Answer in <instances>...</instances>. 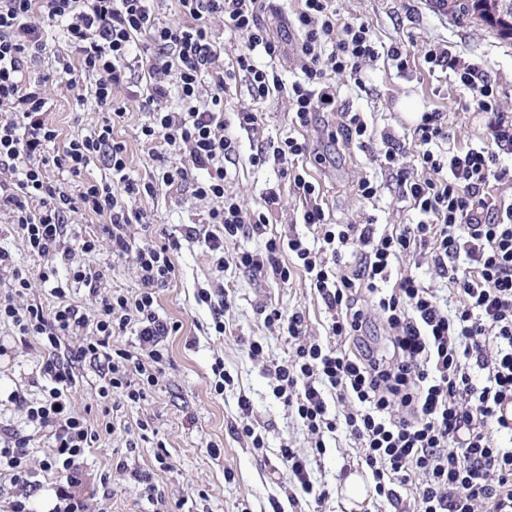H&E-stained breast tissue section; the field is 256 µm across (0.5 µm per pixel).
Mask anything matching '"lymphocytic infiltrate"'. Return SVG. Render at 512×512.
Masks as SVG:
<instances>
[{"label":"lymphocytic infiltrate","instance_id":"1","mask_svg":"<svg viewBox=\"0 0 512 512\" xmlns=\"http://www.w3.org/2000/svg\"><path fill=\"white\" fill-rule=\"evenodd\" d=\"M184 25L159 20L154 0H0V212L28 251L43 260L38 273L16 267L0 250V268L10 270V291L0 297V322L10 323L24 347H40V373L48 383L39 404L18 398L26 419L47 431L52 449L43 467L59 479L54 512H93L78 494L83 483L81 459L104 430L71 403L77 364L90 362L99 373L98 397L119 394L144 400L159 382L165 343L178 325L162 318L157 292L176 276L172 256L187 239L204 243L216 270L233 266L253 279L288 283L292 273L308 281L328 315L325 340L308 334L302 308L263 305L266 328L286 336L294 354L272 364L273 393L296 417L315 450L325 434L345 428L362 451L376 495L392 512H406L400 487L413 485L416 512H512V448L498 447L494 436L512 434L501 415L512 401V199L493 198L491 184L512 182V170L499 155L512 151V113L505 111L494 83L479 66L460 61L447 46L392 47L390 56L407 65L421 56L429 72L453 73L469 92L476 111L485 114L486 143L457 150L450 146L445 113L424 111L412 133L413 158L421 174L399 167L404 143L391 134L375 135L363 113L344 111L331 143L382 142L377 159L418 215L417 222L378 231L372 220L328 222L319 183L308 163L326 166L330 154L315 149L308 129L317 115L336 110L332 74H358L379 52L369 24L343 18L333 0H299L295 12L300 77L282 84L275 71L259 68L253 53L282 54L270 35L265 14L274 0H177ZM222 22L244 45L225 66L211 35ZM63 26L70 50L58 54V85L79 95L92 80L93 97L111 118L61 139L49 122L48 76L32 71L48 50L44 26ZM139 55H132L133 47ZM137 62L148 80L132 89L126 76ZM246 79L253 99L274 93L288 98L291 136L260 145L252 165L274 162L294 195L305 205L303 224L314 239L296 234L271 238L263 251H228V243L248 229H261L263 213L246 208L227 193V167L238 158L236 138L226 134L224 98L233 82ZM140 100L148 114L141 128L155 162L165 171L162 185L191 184L197 198L212 201L204 224H181L166 241H137L132 225L141 223L138 203L155 195L158 185L128 172L127 147L114 134L123 117L118 94ZM337 111V110H336ZM182 159L171 166V155ZM102 162L107 177H87L88 166ZM58 170L52 179L50 170ZM203 170L207 179L195 178ZM105 218L100 234L67 243L70 213ZM107 249L128 263L137 289L104 290V273L74 265L76 253ZM430 261L458 297L447 310L436 292L411 271L393 275L401 256ZM70 268L74 281L88 287L90 311L66 301L56 287L51 309L26 303L33 279L49 282L58 265ZM381 316L390 351L378 355L367 338L369 310ZM133 331L137 351L114 346L113 336ZM76 336L77 346L63 348ZM481 378H474V371ZM30 439L0 427V467L11 472L20 492L7 512H30ZM279 459L303 496L321 501L328 495L314 485L307 457L283 448Z\"/></svg>","mask_w":512,"mask_h":512}]
</instances>
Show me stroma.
Instances as JSON below:
<instances>
[{
  "mask_svg": "<svg viewBox=\"0 0 512 512\" xmlns=\"http://www.w3.org/2000/svg\"><path fill=\"white\" fill-rule=\"evenodd\" d=\"M337 12L345 18L367 21L374 32L379 56L369 63L359 77L335 76L331 82L338 91V108L364 113L375 132H389L396 137L407 135L413 122L405 114L407 102L418 110L439 109L448 115V125L456 145L478 144L487 136L486 120L465 108V98L454 79L429 76L422 60L407 69H397L386 52L397 43L422 46L440 42L462 61L483 66L501 94L504 110L512 112V42L504 41L484 27L456 22L435 11L430 0H335ZM52 100L50 120L63 136L100 124L106 118L94 102L77 104L71 96L60 95L56 86H48ZM117 104L125 116L117 124L115 135L127 145L128 167L132 177L148 182L161 178L163 170L148 154L141 141V127L148 115L139 102L119 96ZM257 105L263 113L260 137L230 127L239 146L238 164L228 166L226 189L253 207L266 188L279 194L275 205L265 209V227L236 242L237 248L263 249L267 239L289 233L309 236L299 223L302 200L290 191L287 179L281 178L273 164L254 167L249 163L259 140L275 141L288 136L285 94H274L253 103L245 82L231 87L227 109ZM376 177L381 191L369 202L360 201L354 192L357 181ZM323 192V207L330 222L347 224L361 215L373 216L379 228L390 229L412 221L415 213L398 194L393 181L373 162L369 150L349 145L336 154L332 165L315 173ZM144 223L154 232L172 224H201L207 218L209 202L194 197L191 187H171L140 203ZM77 263L103 268L105 285L110 290H131L137 281L129 264L114 262L106 251L77 253ZM176 277L168 287L157 292L156 308L179 331L166 342L167 355L158 385L146 400L134 403L114 396L111 403L97 399L100 382L95 367L81 363L76 368V384L71 391L76 410L91 420L109 422L111 433L85 455L82 470L85 482L82 496L92 497L107 512H271V500L282 503L285 512H388L389 506L374 491H367L362 503L348 502L344 483L352 473L363 474L361 450L344 429L325 434L326 451L314 455L309 437L294 415L274 397V381L265 366L266 360L284 362L292 352L285 337L267 330L257 313L260 304L283 309L301 307L309 314L308 333L325 339L328 315L302 276L288 284L258 281L237 268L213 271L198 242H183L175 251ZM224 289L230 306L224 313L226 330H214V312L196 299L198 289ZM263 344L265 361L252 359L248 345ZM223 361L233 383L223 394L214 391L212 367ZM42 356L24 349L11 324H0V425L30 436L33 477L29 506L32 512H51L56 503L55 475L40 471L51 441L44 432L35 430L16 406L14 395L36 403L44 390L34 382ZM246 394L254 415L267 426L266 450L257 453L249 441L236 438L230 425L238 415L237 399ZM221 454L213 456L211 445ZM289 446L311 458V477L327 485L330 494L322 503L303 499L290 503L292 491L279 471V450Z\"/></svg>",
  "mask_w": 512,
  "mask_h": 512,
  "instance_id": "stroma-1",
  "label": "stroma"
}]
</instances>
